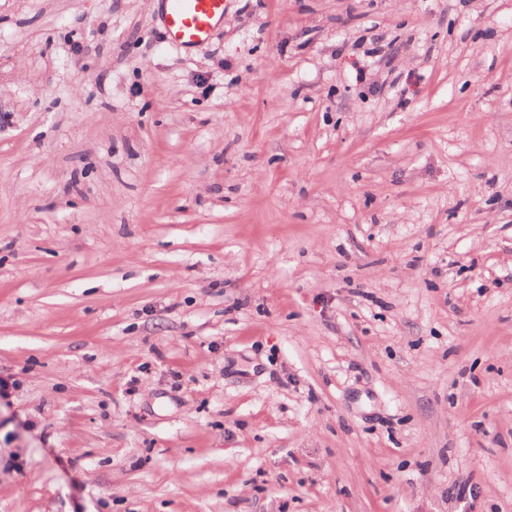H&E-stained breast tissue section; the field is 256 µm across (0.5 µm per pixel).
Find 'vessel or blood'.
<instances>
[{"instance_id":"vessel-or-blood-1","label":"vessel or blood","mask_w":512,"mask_h":512,"mask_svg":"<svg viewBox=\"0 0 512 512\" xmlns=\"http://www.w3.org/2000/svg\"><path fill=\"white\" fill-rule=\"evenodd\" d=\"M163 35L179 49L206 42L224 18L225 0H164Z\"/></svg>"}]
</instances>
